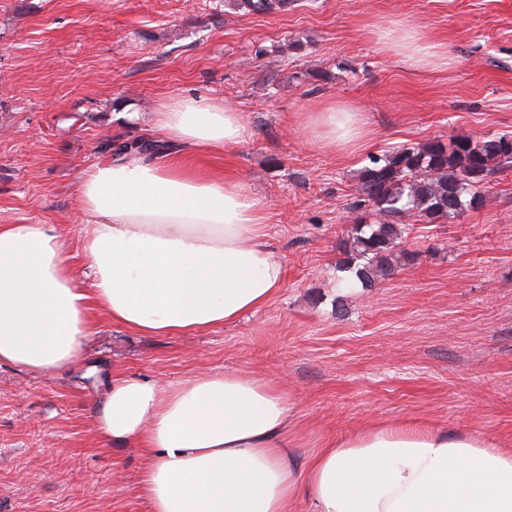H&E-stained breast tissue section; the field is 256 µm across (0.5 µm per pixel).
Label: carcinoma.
Segmentation results:
<instances>
[{"label":"carcinoma","instance_id":"obj_1","mask_svg":"<svg viewBox=\"0 0 512 512\" xmlns=\"http://www.w3.org/2000/svg\"><path fill=\"white\" fill-rule=\"evenodd\" d=\"M285 5V0H236V7L253 13ZM511 171L512 136L505 134L460 137L447 144L433 140L370 158L348 206L356 257L368 260L356 270L357 279H369L374 270L390 274L392 250L409 226L480 209L492 178Z\"/></svg>","mask_w":512,"mask_h":512}]
</instances>
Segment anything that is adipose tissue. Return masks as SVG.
Instances as JSON below:
<instances>
[{"label": "adipose tissue", "instance_id": "1", "mask_svg": "<svg viewBox=\"0 0 512 512\" xmlns=\"http://www.w3.org/2000/svg\"><path fill=\"white\" fill-rule=\"evenodd\" d=\"M198 150L242 145L240 113L203 99L148 119ZM314 125L354 145L360 113L326 104ZM76 195L84 284L54 224H0V366L58 373L86 359L94 312L139 336L235 324L275 297L283 269L259 201L233 177L134 152L93 165ZM103 444L140 449L149 512H512V451L428 426H372L298 464L277 380L200 371L175 384L115 376L92 412Z\"/></svg>", "mask_w": 512, "mask_h": 512}]
</instances>
